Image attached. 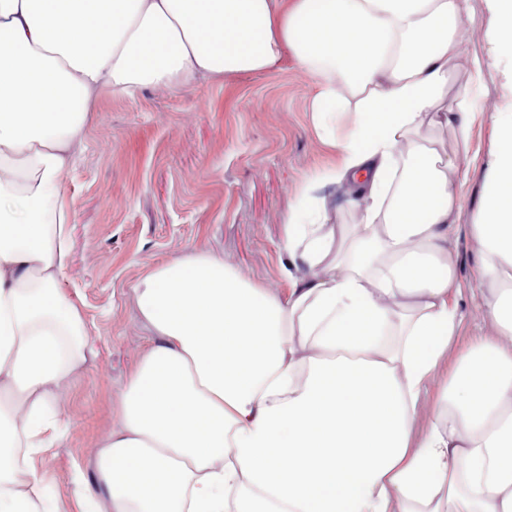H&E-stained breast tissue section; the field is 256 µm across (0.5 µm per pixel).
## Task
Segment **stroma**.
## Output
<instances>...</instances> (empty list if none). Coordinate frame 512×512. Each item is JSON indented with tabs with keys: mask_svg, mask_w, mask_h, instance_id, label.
Listing matches in <instances>:
<instances>
[{
	"mask_svg": "<svg viewBox=\"0 0 512 512\" xmlns=\"http://www.w3.org/2000/svg\"><path fill=\"white\" fill-rule=\"evenodd\" d=\"M471 21L443 106H456L479 61L480 117L469 153L457 162L469 177L459 187L450 293L464 320L430 385L451 380L476 337L502 338L484 323L480 284L467 231L482 201L485 167L497 146L491 116L512 112V52L495 38L488 0H468ZM317 87L294 52L259 74L202 77L181 92L144 88L132 98L102 95L88 116L76 166L62 178L73 213V262L60 293L80 309L91 349L58 394L64 434L39 456L50 495L73 501L74 472L93 474L103 436L116 425L117 397L148 345L132 288L147 268L196 248L223 257L256 286L287 295L290 259L283 217L312 172L340 160L315 132L309 105Z\"/></svg>",
	"mask_w": 512,
	"mask_h": 512,
	"instance_id": "35a3bbf8",
	"label": "stroma"
}]
</instances>
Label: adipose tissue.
Returning a JSON list of instances; mask_svg holds the SVG:
<instances>
[{"instance_id": "ef3b65f1", "label": "adipose tissue", "mask_w": 512, "mask_h": 512, "mask_svg": "<svg viewBox=\"0 0 512 512\" xmlns=\"http://www.w3.org/2000/svg\"><path fill=\"white\" fill-rule=\"evenodd\" d=\"M466 0H0V512H70L35 460L89 347L57 285L70 269L61 174L103 91L267 72L292 49L318 91V136L354 124L339 165L286 219L303 267L288 297L192 250L133 294L150 337L100 443L81 512H512V346L477 342L426 423L418 410L461 315L448 301L476 115L438 112ZM472 227L485 320L512 337V112ZM355 187L351 239L325 185Z\"/></svg>"}]
</instances>
